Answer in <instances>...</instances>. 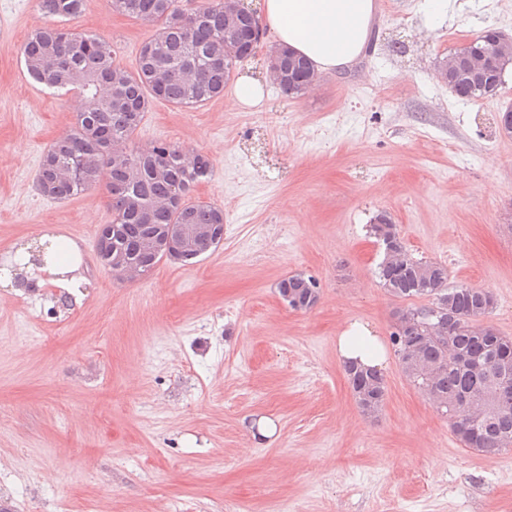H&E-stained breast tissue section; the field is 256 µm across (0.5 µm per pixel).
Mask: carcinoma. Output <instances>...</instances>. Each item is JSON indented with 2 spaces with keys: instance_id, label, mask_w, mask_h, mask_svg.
Listing matches in <instances>:
<instances>
[{
  "instance_id": "1",
  "label": "carcinoma",
  "mask_w": 512,
  "mask_h": 512,
  "mask_svg": "<svg viewBox=\"0 0 512 512\" xmlns=\"http://www.w3.org/2000/svg\"><path fill=\"white\" fill-rule=\"evenodd\" d=\"M86 3L41 0L44 13L69 20L79 17ZM112 7L156 28L131 68L116 62L105 39L75 28L37 24L23 46L26 71L35 82L84 99L74 126L44 153L37 185L43 196L56 200L102 190L111 220L99 231L108 247L97 252V259L116 277L119 270L112 259L121 253L146 278L164 259L149 225L210 228L211 242L181 259L190 264L224 238V210L189 201V194L210 174L205 155L190 157L164 141L141 150L134 135L154 100L193 108L223 94L240 60L256 48L254 34L260 23L252 15L229 25L224 0H209L192 11L182 9L178 0H112ZM490 50L485 30L450 56L466 71L473 56ZM269 64L278 69L279 91L286 95L302 94L305 83L316 76L307 60L286 51ZM500 87L493 75L483 79L466 73L458 80L455 96L476 101L495 96ZM370 232L385 246L378 275L388 293L403 300H427L424 306L401 309L399 316H426L433 306L443 304L454 319L446 345L425 331L405 342L392 334L402 373L429 395L464 447L485 453L512 448V362L504 361L512 358V339L480 324L490 314L486 304L495 303L493 295L483 288L452 285L447 267L408 255L398 225L386 213L374 217ZM279 294L288 304L297 301L308 310L319 300L318 283L311 276L291 275L279 283ZM346 374L361 412L377 416L386 392L383 376L359 367ZM466 397L483 402L481 418L463 407Z\"/></svg>"
}]
</instances>
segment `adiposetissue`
Wrapping results in <instances>:
<instances>
[{
	"label": "adipose tissue",
	"mask_w": 512,
	"mask_h": 512,
	"mask_svg": "<svg viewBox=\"0 0 512 512\" xmlns=\"http://www.w3.org/2000/svg\"><path fill=\"white\" fill-rule=\"evenodd\" d=\"M375 0H263L261 24L277 46L304 57L317 72L350 67L369 47ZM342 366L382 369L385 351L366 325L355 322L336 338Z\"/></svg>",
	"instance_id": "obj_1"
}]
</instances>
